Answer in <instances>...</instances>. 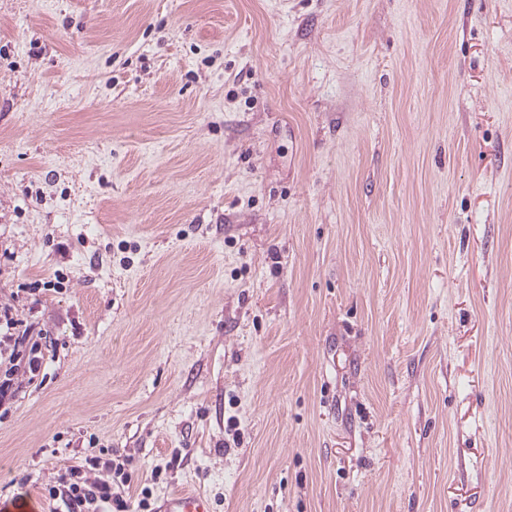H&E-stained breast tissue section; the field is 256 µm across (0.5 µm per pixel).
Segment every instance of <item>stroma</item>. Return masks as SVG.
Segmentation results:
<instances>
[{
  "mask_svg": "<svg viewBox=\"0 0 512 512\" xmlns=\"http://www.w3.org/2000/svg\"><path fill=\"white\" fill-rule=\"evenodd\" d=\"M0 500L512 512V0H0ZM22 326L23 321L9 310L0 311V403L10 399L19 376L27 333L26 328L21 330ZM129 463L132 460L127 457L122 463L107 460L100 464L96 460L90 463L91 468L71 466L58 472L45 492L49 499L62 502L65 512H128V501L123 493L132 479L125 468ZM115 487L119 491H115ZM159 512H211V508L203 493L178 491L165 498Z\"/></svg>",
  "mask_w": 512,
  "mask_h": 512,
  "instance_id": "1",
  "label": "stroma"
}]
</instances>
